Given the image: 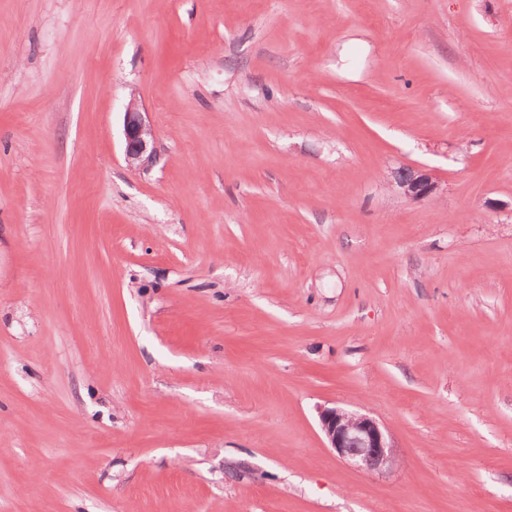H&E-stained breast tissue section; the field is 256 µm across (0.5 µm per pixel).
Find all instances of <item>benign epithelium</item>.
I'll list each match as a JSON object with an SVG mask.
<instances>
[{"label": "benign epithelium", "mask_w": 512, "mask_h": 512, "mask_svg": "<svg viewBox=\"0 0 512 512\" xmlns=\"http://www.w3.org/2000/svg\"><path fill=\"white\" fill-rule=\"evenodd\" d=\"M124 151L127 163L141 167L154 159V129L148 113L136 98L127 104L123 118ZM396 186L413 199L434 194L439 183L423 169L406 168L396 178ZM319 424L328 447L357 471L387 473L397 462V445L388 429L358 411L341 407H323L318 411Z\"/></svg>", "instance_id": "benign-epithelium-1"}]
</instances>
